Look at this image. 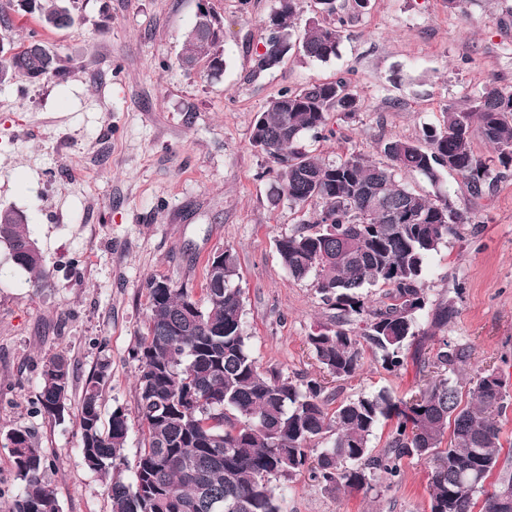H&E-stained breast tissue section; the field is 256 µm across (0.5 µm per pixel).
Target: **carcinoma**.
I'll use <instances>...</instances> for the list:
<instances>
[{
    "instance_id": "1",
    "label": "carcinoma",
    "mask_w": 512,
    "mask_h": 512,
    "mask_svg": "<svg viewBox=\"0 0 512 512\" xmlns=\"http://www.w3.org/2000/svg\"><path fill=\"white\" fill-rule=\"evenodd\" d=\"M73 0H0V26L13 15L37 17L42 29L74 24ZM298 0H278L265 21L266 51L257 54L253 74L280 66L292 54L326 62L337 55L347 20L335 0H314L324 19L311 20L295 34ZM180 66L224 74V20L199 5L184 33ZM62 59L37 31L27 42L0 41V85L19 78L40 81L57 75ZM346 77L314 80L282 90L257 113L254 148L276 164L271 201L285 197L302 210L318 205L309 227L277 244L283 267L297 280L314 278V287L333 310L331 323L308 337L320 370L348 380L361 369L364 348L380 355L392 372L404 366L409 340L429 332L417 328L425 317L440 329L458 314L452 302L427 308L421 288L427 257L472 222L447 196L409 187L406 173L435 187L445 171L457 174L466 193L481 198L493 183L512 175V89L490 87L465 107L443 109L437 126H426L416 140L391 139L380 147L384 160L352 154L327 162L305 145L323 137L334 114L351 118L361 108ZM481 139L494 156L482 159L472 144ZM0 242L30 286L47 284L44 259L27 229L26 215L0 209ZM236 259L224 251V265H206L201 297L152 277L147 282L146 334L135 350L138 409L145 427L144 448L133 479L121 477L129 423L121 408L108 423L101 416V393L108 364L91 376L77 407L80 451L85 467L105 481L110 512H283L279 489L306 473L332 495L369 491L380 476L394 483L403 459L429 460L430 512H495L500 488L512 487V457L501 459L499 418L512 394L493 370L473 384L463 401L452 378L467 362V349L445 338L436 349L419 341L414 359L425 383L409 398L387 389L339 402L328 411L325 379L298 382L262 368L244 335L243 297L236 285ZM389 286L376 305L364 288ZM71 363L63 353L46 359L40 372L39 412L60 418L70 402ZM392 423L386 449L374 453L371 437ZM18 481L11 512H59L45 480L51 459L34 434L11 428L4 434ZM497 474L492 487L490 475ZM222 505L218 511L215 505Z\"/></svg>"
}]
</instances>
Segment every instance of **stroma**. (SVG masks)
Returning <instances> with one entry per match:
<instances>
[{
	"instance_id": "obj_1",
	"label": "stroma",
	"mask_w": 512,
	"mask_h": 512,
	"mask_svg": "<svg viewBox=\"0 0 512 512\" xmlns=\"http://www.w3.org/2000/svg\"><path fill=\"white\" fill-rule=\"evenodd\" d=\"M209 3L224 18L220 79L178 63L199 0H76L75 25L44 35L63 71L0 87V207L25 212L48 274L47 287L30 288L0 243V430L29 428L51 453L46 479L60 512H109V504L82 462L74 411L54 419L37 410L43 362L68 355L75 404L109 362L101 410L125 412L124 455L134 460L142 432L132 350L145 331L148 278L200 288L208 258L231 250L254 358L294 380L318 375L308 336L330 312L312 279H294L280 262L277 243L300 213L271 201L273 164L251 143L268 100L351 77L360 111L331 120V134L309 148L328 162L351 153L376 160L385 141L441 123L445 106L512 87V0H466L456 13L445 0H369L358 14L352 0H336L350 19L336 58H288L257 76L253 60L277 0ZM405 181L474 212L428 258L422 287L429 304L458 307L441 334L470 354L461 382L492 369L512 391V178L477 201L452 172L435 186L413 174ZM421 383L415 360L389 372L368 350L337 397L385 388L406 398ZM428 473L425 460L410 458L399 482L379 478L369 492L339 496L302 475L288 486L287 510L429 512Z\"/></svg>"
}]
</instances>
